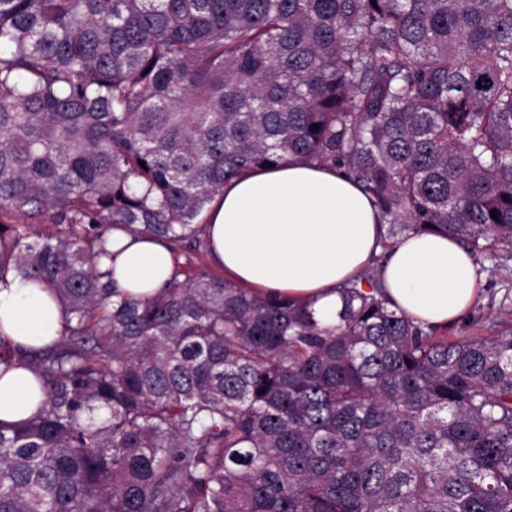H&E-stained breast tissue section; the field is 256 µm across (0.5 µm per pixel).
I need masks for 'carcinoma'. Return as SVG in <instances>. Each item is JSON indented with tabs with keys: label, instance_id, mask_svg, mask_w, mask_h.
Masks as SVG:
<instances>
[{
	"label": "carcinoma",
	"instance_id": "obj_1",
	"mask_svg": "<svg viewBox=\"0 0 512 512\" xmlns=\"http://www.w3.org/2000/svg\"><path fill=\"white\" fill-rule=\"evenodd\" d=\"M288 157L386 242L512 250V0H0V280L70 314L44 352L0 336L43 391L0 424V512H512L511 335L449 341L371 273L324 324L99 269L116 225L203 250L224 184Z\"/></svg>",
	"mask_w": 512,
	"mask_h": 512
}]
</instances>
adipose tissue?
<instances>
[{"label": "adipose tissue", "instance_id": "1", "mask_svg": "<svg viewBox=\"0 0 512 512\" xmlns=\"http://www.w3.org/2000/svg\"><path fill=\"white\" fill-rule=\"evenodd\" d=\"M383 235L376 209L356 183L292 158L225 184L204 225L208 259L225 278L259 296H288L330 323L341 307L340 288L381 254L387 296L418 322L445 326L471 308L479 292L476 265L457 238L411 235L386 253ZM107 248L113 256L102 259L101 270L136 299L156 296L176 264L168 246L124 229L113 230ZM68 319L46 285L12 273L0 282V335L24 349L54 346ZM42 398L28 366L1 373L0 423L28 420Z\"/></svg>", "mask_w": 512, "mask_h": 512}]
</instances>
